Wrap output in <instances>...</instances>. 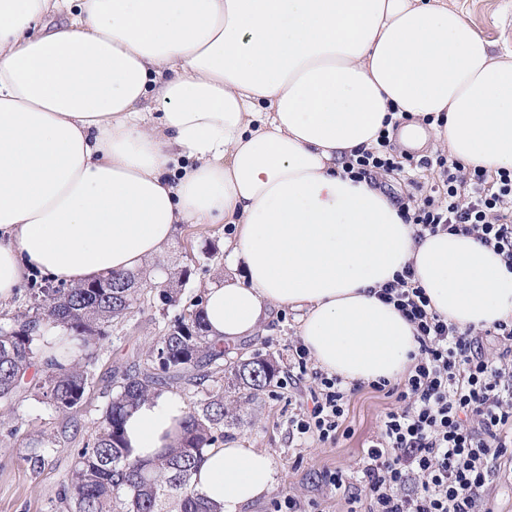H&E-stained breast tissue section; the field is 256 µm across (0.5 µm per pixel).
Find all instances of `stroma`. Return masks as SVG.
<instances>
[{
    "mask_svg": "<svg viewBox=\"0 0 512 512\" xmlns=\"http://www.w3.org/2000/svg\"><path fill=\"white\" fill-rule=\"evenodd\" d=\"M487 40L512 46V0H451ZM437 171L420 165L379 176L377 184L394 202L402 204L429 191ZM235 234L230 224H179L158 261L168 266H190L183 303L221 281L230 271L224 244ZM176 309H163L148 299L125 318L115 321L112 331L98 347L93 380L80 409L62 416L41 403L34 391L18 389L10 406L0 411V512H56V496L66 483L75 451L88 442L103 414L112 389L114 368L128 367L133 358L145 357L162 335ZM301 312L285 307L273 310L258 333L239 341L244 353H260L278 364L273 386L254 403L244 405L236 420L224 428L225 441L267 452L276 463L275 485L265 498L244 507L243 512H274L275 501L291 494L309 503V512H348L342 495L321 482L323 472H353L365 448L379 431L384 414L395 405L393 398L363 387L349 401L348 415L336 444L300 439L288 429L289 416L298 412L314 388L313 379L293 385L288 381L290 347L299 341ZM56 435L60 441L41 470L25 460L42 437ZM492 512H512V453L492 464L485 490Z\"/></svg>",
    "mask_w": 512,
    "mask_h": 512,
    "instance_id": "1",
    "label": "stroma"
}]
</instances>
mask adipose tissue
Segmentation results:
<instances>
[{
    "label": "adipose tissue",
    "instance_id": "1",
    "mask_svg": "<svg viewBox=\"0 0 512 512\" xmlns=\"http://www.w3.org/2000/svg\"><path fill=\"white\" fill-rule=\"evenodd\" d=\"M49 15L65 21L35 29ZM433 145L512 169V51L448 0H0V306L38 272L68 285L155 259L179 224H232L208 288L212 338L301 310L300 336L344 383L401 377L413 327L377 297L404 265L440 316L512 319V270L473 237L416 239L343 167L376 145ZM174 391L125 418L134 459L174 446ZM272 457L228 444L192 476L221 512L274 488Z\"/></svg>",
    "mask_w": 512,
    "mask_h": 512
}]
</instances>
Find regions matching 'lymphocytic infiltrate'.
Here are the masks:
<instances>
[{"instance_id":"lymphocytic-infiltrate-1","label":"lymphocytic infiltrate","mask_w":512,"mask_h":512,"mask_svg":"<svg viewBox=\"0 0 512 512\" xmlns=\"http://www.w3.org/2000/svg\"><path fill=\"white\" fill-rule=\"evenodd\" d=\"M411 155L396 151L387 135L345 162L355 179L403 171ZM442 180L434 193L405 206L417 238L445 231L469 235L503 256L512 269V170L488 173L456 158L434 159ZM405 267L379 292L413 325L418 353L399 383L372 382L395 398L379 432L362 454L355 478L326 472L324 482L343 490L363 512H477L491 478V460L512 447V361L488 358L481 336L460 329L430 308V300ZM302 343L292 347L293 382L313 376L311 405L291 416L288 429L301 438L336 443L346 419L351 387L309 370ZM416 488L406 491L408 481Z\"/></svg>"}]
</instances>
